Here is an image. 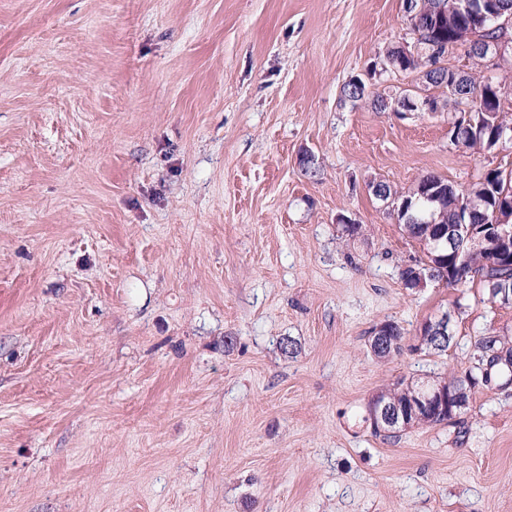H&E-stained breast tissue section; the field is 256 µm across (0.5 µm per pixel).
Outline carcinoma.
Returning a JSON list of instances; mask_svg holds the SVG:
<instances>
[{"mask_svg":"<svg viewBox=\"0 0 512 512\" xmlns=\"http://www.w3.org/2000/svg\"><path fill=\"white\" fill-rule=\"evenodd\" d=\"M420 25L425 31L427 40L432 43H453L458 40L466 43L468 36H479L489 42H496L504 38L506 30L485 23L481 16V2L474 0H425V13L421 17ZM466 93L479 99V108L472 112L468 119H458L450 130V139L456 146L466 150L493 152L499 149V130L504 126H512V119L507 120L501 116V102L499 88L485 82L474 75L465 78ZM341 98L345 102L357 103L367 101L378 112H385L384 96L367 95L366 89L347 82L341 90ZM419 183L431 191L441 194L442 207L431 211L428 203L415 190L396 198L398 222L403 224V231L408 238L419 244L421 255L416 263L432 262L437 265L435 280H443L450 288H464L468 284L479 281L484 288H490V280L494 277L512 278V268L503 266L493 268L489 263L494 258V247L491 242H484L481 249L470 254L465 266L456 267L453 259L445 260L438 257V253L431 251L426 241L430 226L422 224H408L407 218L428 219L433 218L436 225L446 226L453 223L458 198L470 200L472 204L471 223L483 231V224L494 211L508 216L512 215V171L506 172L500 168L487 171L478 182L472 184L467 190H454L452 185L432 175L420 178ZM512 359V345L505 342L502 337L495 334H486L480 337L470 353L469 366L463 371L481 382V385L490 387L495 379L494 374L488 372L497 362Z\"/></svg>","mask_w":512,"mask_h":512,"instance_id":"1","label":"carcinoma"}]
</instances>
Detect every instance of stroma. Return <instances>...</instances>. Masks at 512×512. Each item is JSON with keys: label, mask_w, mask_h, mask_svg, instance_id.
<instances>
[{"label": "stroma", "mask_w": 512, "mask_h": 512, "mask_svg": "<svg viewBox=\"0 0 512 512\" xmlns=\"http://www.w3.org/2000/svg\"><path fill=\"white\" fill-rule=\"evenodd\" d=\"M412 41L402 0H0V512H512V385L394 438L366 420L512 341L480 283L399 278L420 248L372 183L504 163L451 143L446 88L342 101L418 83L368 71ZM507 58L444 63L512 118ZM449 309L453 345L418 352ZM425 72L423 73L421 86L417 87L411 85L401 90L399 97L395 99L394 104L391 106L392 112H420L424 109L433 112L437 110V102L433 101V99L422 90L425 85ZM418 96H420L421 99ZM341 98L344 102L357 103L360 101H367L370 103L371 107L378 112H385L387 108L384 105V96L383 95H373L370 98V95H367L366 86L364 88H359L357 85L347 82L343 85L341 90ZM398 335H403V333L396 330L393 323L386 322L379 325L374 332V336H372V346L373 350L381 355L379 357H388L387 355H391L396 351L397 346L402 345V340L398 337Z\"/></svg>", "instance_id": "35a3bbf8"}]
</instances>
